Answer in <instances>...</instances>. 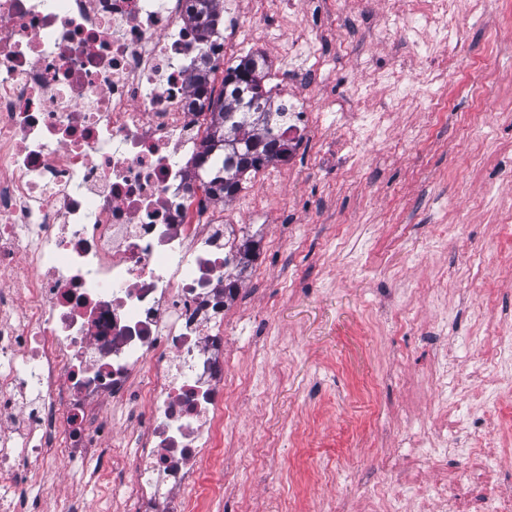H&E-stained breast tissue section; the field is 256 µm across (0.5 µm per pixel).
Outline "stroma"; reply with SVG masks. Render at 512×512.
<instances>
[{"label":"stroma","instance_id":"35a3bbf8","mask_svg":"<svg viewBox=\"0 0 512 512\" xmlns=\"http://www.w3.org/2000/svg\"><path fill=\"white\" fill-rule=\"evenodd\" d=\"M251 24L240 55L262 53L271 70L298 32L282 15L315 7L339 18L322 39L342 54L320 95L330 121L318 147H300L292 168L248 180L224 207L256 244L237 307L224 315L239 415L225 436L224 497L213 512H370L386 483L412 499L413 480L434 479L409 442L440 411L467 423L449 429L447 468L480 495L468 464L493 432L488 462L512 487V365L487 368L492 320L512 317V0H488L481 20L457 9L454 56H417L398 33L404 0H237ZM413 86L404 101L393 71ZM499 90L486 105L479 76ZM451 111L436 112V101ZM386 112L382 137L344 147L350 113ZM278 202L253 213L262 184ZM446 277L433 299L428 287ZM455 375L447 398L432 388L439 357ZM252 457L238 472L240 456ZM336 482L322 484L323 466ZM75 496L100 512V491L50 469L41 512Z\"/></svg>","mask_w":512,"mask_h":512}]
</instances>
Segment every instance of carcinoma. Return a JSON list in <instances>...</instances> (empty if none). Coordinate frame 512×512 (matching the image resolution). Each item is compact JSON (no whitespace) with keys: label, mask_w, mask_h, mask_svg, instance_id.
I'll list each match as a JSON object with an SVG mask.
<instances>
[{"label":"carcinoma","mask_w":512,"mask_h":512,"mask_svg":"<svg viewBox=\"0 0 512 512\" xmlns=\"http://www.w3.org/2000/svg\"><path fill=\"white\" fill-rule=\"evenodd\" d=\"M189 9L196 20L202 21L205 29L212 30L221 21L219 0H188ZM265 59L245 56L239 63L228 68L230 78L223 81L213 107V138L211 142L224 141V131L234 133L238 146L224 150L221 175L210 181L209 191L216 197L233 199L241 190L242 178L250 170L274 161L288 158V117L285 108L273 100L271 90L263 88L261 95L250 89L249 76L257 69H264ZM258 102L266 112L268 121L257 126L251 113L244 107Z\"/></svg>","instance_id":"cac0c4a2"}]
</instances>
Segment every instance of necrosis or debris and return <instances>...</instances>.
I'll list each match as a JSON object with an SVG mask.
<instances>
[{
	"label": "necrosis or debris",
	"mask_w": 512,
	"mask_h": 512,
	"mask_svg": "<svg viewBox=\"0 0 512 512\" xmlns=\"http://www.w3.org/2000/svg\"><path fill=\"white\" fill-rule=\"evenodd\" d=\"M417 54L447 55L448 0H415ZM308 20L281 62L288 138L317 141L334 56ZM185 0H0V512H31L50 463L113 512H202L223 497L226 286L246 273L206 191L212 63ZM111 403L120 434L102 423Z\"/></svg>",
	"instance_id": "1"
}]
</instances>
